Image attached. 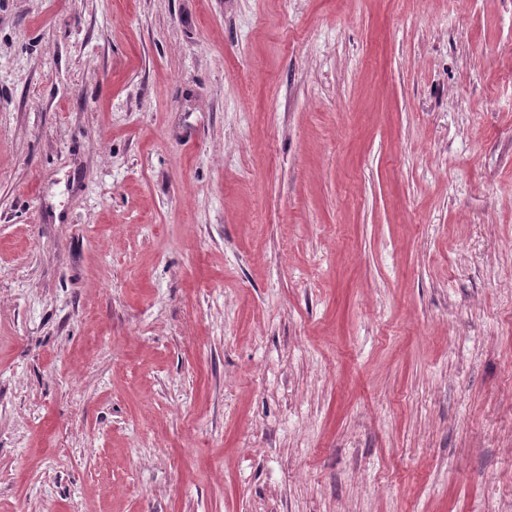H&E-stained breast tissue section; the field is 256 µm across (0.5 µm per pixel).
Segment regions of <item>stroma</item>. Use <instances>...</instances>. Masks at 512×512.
Wrapping results in <instances>:
<instances>
[{
    "mask_svg": "<svg viewBox=\"0 0 512 512\" xmlns=\"http://www.w3.org/2000/svg\"><path fill=\"white\" fill-rule=\"evenodd\" d=\"M0 512H512V0H0Z\"/></svg>",
    "mask_w": 512,
    "mask_h": 512,
    "instance_id": "stroma-1",
    "label": "stroma"
}]
</instances>
